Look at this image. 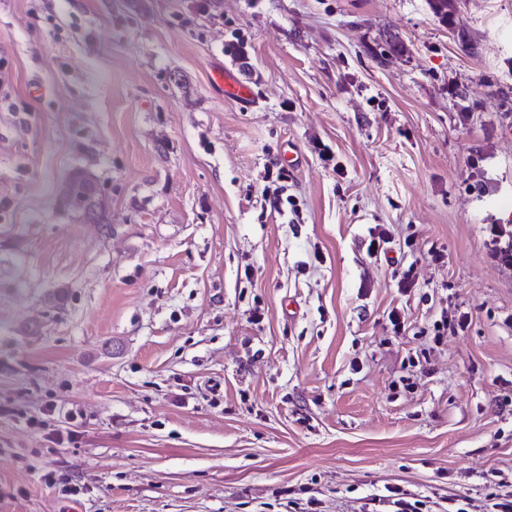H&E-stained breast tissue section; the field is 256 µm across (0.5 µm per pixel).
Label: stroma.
<instances>
[{
	"label": "stroma",
	"mask_w": 512,
	"mask_h": 512,
	"mask_svg": "<svg viewBox=\"0 0 512 512\" xmlns=\"http://www.w3.org/2000/svg\"><path fill=\"white\" fill-rule=\"evenodd\" d=\"M501 229L512 0H0V512H486ZM216 82L223 87L224 95L227 98L238 99L240 101H246L251 98V91L242 85L235 75L229 70L216 74ZM62 205L83 216L102 214L100 189L96 181L84 171H75L66 182Z\"/></svg>",
	"instance_id": "1"
}]
</instances>
